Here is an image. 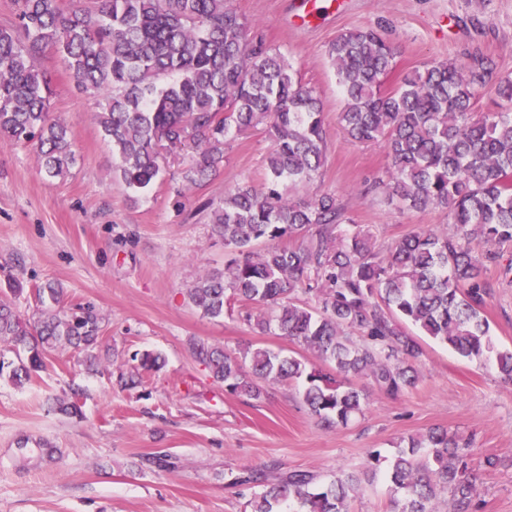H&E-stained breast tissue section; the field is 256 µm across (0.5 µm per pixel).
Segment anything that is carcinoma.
<instances>
[{
	"instance_id": "carcinoma-1",
	"label": "carcinoma",
	"mask_w": 512,
	"mask_h": 512,
	"mask_svg": "<svg viewBox=\"0 0 512 512\" xmlns=\"http://www.w3.org/2000/svg\"><path fill=\"white\" fill-rule=\"evenodd\" d=\"M18 27L0 28V139L31 148L51 177L75 162L68 125L52 117V91L38 59L49 46L63 52L78 85L105 95L94 119L112 142L116 166L134 194L155 183L163 151L189 149L181 171L188 187L204 184L223 163L224 143L266 124L273 148L266 179L243 184L210 209L212 234L237 253L222 270L206 271L187 290L203 315H224L228 302L257 304L246 320L277 333L331 364L255 348L243 357L196 343L194 357L233 394L258 399L263 382L303 380L302 399L325 425L346 426L363 414L365 378L397 398L416 386L418 343L399 328L406 318L471 360H490L512 380V351L497 349L481 316L491 288L483 277L497 254L479 256L472 241L512 242V77L495 76L492 58L434 62L382 88L396 68L395 52L378 27L342 32L327 54L344 106L340 123L359 143L383 140L389 167L379 181L408 209L448 211L451 227L408 234L383 255L370 230L350 223L339 196L289 198L283 185L312 181L324 165L322 107L299 81L264 30L249 25L231 0H91L66 9L61 0H13ZM498 110L476 112L483 90ZM274 245L261 253L260 242ZM0 295V378L22 385L60 348L90 351L100 339L94 307L59 311L61 290H38L34 323L17 312L23 292L6 273ZM314 295L317 312L300 305ZM13 357H7V354ZM158 352L139 365L157 371ZM396 498L392 512H479L470 440L445 428L410 437L391 459L369 454L362 475L342 472L324 486L295 471L273 482L262 471L242 479L253 489L251 512H349L348 504L379 470Z\"/></svg>"
}]
</instances>
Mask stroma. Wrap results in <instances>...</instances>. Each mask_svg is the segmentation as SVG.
<instances>
[{"mask_svg":"<svg viewBox=\"0 0 512 512\" xmlns=\"http://www.w3.org/2000/svg\"><path fill=\"white\" fill-rule=\"evenodd\" d=\"M297 2L231 0L321 100L325 163L293 195L336 193L381 251L420 229H445L447 211L409 212L372 191L388 167L387 149L345 137L326 48L340 32L379 24L395 48L397 74L475 50L512 74V0H330L307 22ZM40 65L51 82L52 113L71 129L76 162L67 175L51 177L30 148L0 140V265L23 287L15 304L24 318L36 320V293L51 283L61 288L64 307L97 309L102 338L94 362L62 349L31 383L0 379V512H251L248 489L237 482L247 472L276 479L308 470L327 483L362 470L369 452L392 457L402 439L437 426L469 437L475 459L499 458L496 470L480 474V512H512V382L493 363L460 357L409 322L400 327L422 350L416 387L391 399L359 380L367 404L346 426L324 427L298 384L267 383L260 399L249 400L214 381L192 343L236 356L261 346L320 363L295 340L254 330L243 319L246 304L232 302L223 317L209 318L185 294L205 271L231 260L211 233L206 204L239 185L260 186L269 136L260 128L228 138L220 169L191 190L180 179L188 154L172 155L133 200L93 118L102 95L79 88L54 48ZM497 251L485 273L492 295L483 316L496 346L512 350V245ZM144 350L160 352L164 367L140 370L134 355ZM123 374L139 384L121 388ZM73 400L79 412H61ZM25 437L51 442L55 457L34 444L20 447ZM158 452L170 455L169 469L146 464Z\"/></svg>","mask_w":512,"mask_h":512,"instance_id":"35a3bbf8","label":"stroma"}]
</instances>
